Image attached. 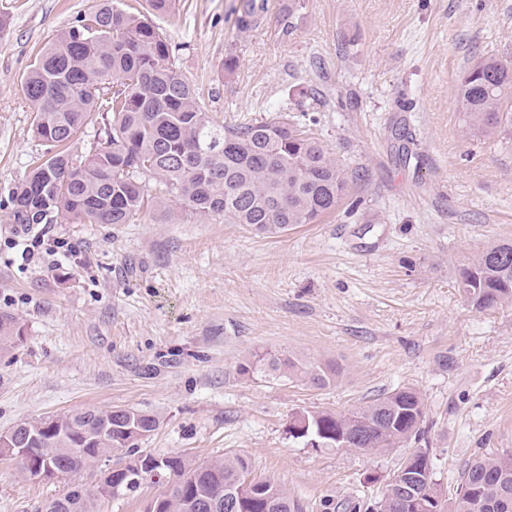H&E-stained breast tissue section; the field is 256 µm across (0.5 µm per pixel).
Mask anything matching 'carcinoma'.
<instances>
[{"label":"carcinoma","instance_id":"obj_1","mask_svg":"<svg viewBox=\"0 0 512 512\" xmlns=\"http://www.w3.org/2000/svg\"><path fill=\"white\" fill-rule=\"evenodd\" d=\"M266 0H243L236 24H258ZM297 0L280 10L283 35L297 26ZM23 91L35 112L33 133L43 143L40 162L11 192L9 222L34 227L61 219L68 224H131L145 204V176L161 198L199 217L222 216L258 234H277L312 224L336 210L348 188V169L322 142L299 130L300 122L279 116L226 128L199 103L193 85L180 73L172 50L150 17L99 0L88 16L56 35L30 65ZM456 100L470 130L494 133L512 114V66L484 59L466 70ZM98 123L96 145L85 154L71 145L90 122ZM457 287L477 311L512 305V242L487 245L460 269ZM23 335L11 316H0V347ZM263 367L270 375L324 387L339 375L333 364L295 356L255 355L242 374ZM112 420V444L82 448L88 416ZM424 401L412 388L392 391L347 410L297 413L289 432L326 448L343 439L364 454L383 452L420 432ZM68 432L46 435L50 459L64 476L94 469L109 448L136 453L158 427L156 416L135 411L118 416L86 409L65 414ZM168 481H155L159 512H185L201 490L224 500L242 498L239 479L247 470L239 457L197 461L167 455ZM421 467L414 492L432 499V512H504L512 502V452L487 453L461 474L450 497L437 478L428 448H417L393 473ZM391 481L372 505L374 512H417L396 507ZM252 506L242 512H299L298 504L275 479L257 482ZM97 492L66 493L53 512H97Z\"/></svg>","mask_w":512,"mask_h":512}]
</instances>
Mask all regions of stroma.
I'll list each match as a JSON object with an SVG mask.
<instances>
[{"label":"stroma","instance_id":"35a3bbf8","mask_svg":"<svg viewBox=\"0 0 512 512\" xmlns=\"http://www.w3.org/2000/svg\"><path fill=\"white\" fill-rule=\"evenodd\" d=\"M241 0H176L154 16L201 104L237 127L305 113L349 168L336 213L276 236L178 204L131 224L50 225L70 259L21 258L9 195L42 147L23 77L38 49L95 0H0V315L24 338L0 350V430L81 409L156 415L144 454L240 457L301 512H366L413 449L455 492L478 456L512 450V307L476 311L455 285L489 243L512 241V121L470 134L455 99L479 60L512 61V0H281L239 31ZM236 66L225 70L224 60ZM338 366L319 388L257 371L253 354ZM403 387L421 436L367 455L288 433L301 411L345 409ZM81 473L25 480L0 462V512H39Z\"/></svg>","mask_w":512,"mask_h":512}]
</instances>
